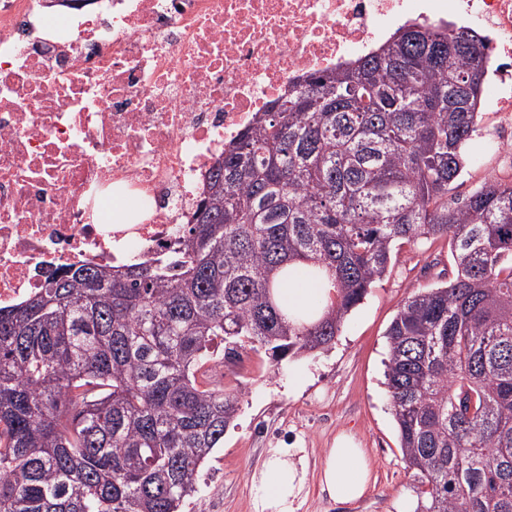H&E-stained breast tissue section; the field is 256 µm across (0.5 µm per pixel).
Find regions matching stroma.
Segmentation results:
<instances>
[{
	"label": "stroma",
	"instance_id": "1",
	"mask_svg": "<svg viewBox=\"0 0 512 512\" xmlns=\"http://www.w3.org/2000/svg\"><path fill=\"white\" fill-rule=\"evenodd\" d=\"M512 143V114L486 112L464 152L472 159L450 192L465 198L489 181L512 179V152L491 154L489 138ZM448 245L421 242L400 249L387 276L346 319L329 350L272 362L245 350L238 364L224 361L215 340L211 367L227 388L241 390L239 410L224 445L202 466L197 491L183 512H253L251 476L269 449H302L307 493L299 512H414L418 477L407 467L397 434L384 365L386 330L412 292L447 281ZM346 433L370 461L363 496L339 502L322 491L320 469L337 435Z\"/></svg>",
	"mask_w": 512,
	"mask_h": 512
}]
</instances>
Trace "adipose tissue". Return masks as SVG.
<instances>
[{
  "instance_id": "1",
  "label": "adipose tissue",
  "mask_w": 512,
  "mask_h": 512,
  "mask_svg": "<svg viewBox=\"0 0 512 512\" xmlns=\"http://www.w3.org/2000/svg\"><path fill=\"white\" fill-rule=\"evenodd\" d=\"M292 274L281 281L278 294L290 311L308 309L327 300L328 289L311 279L308 266L295 264ZM295 448H273L262 469L252 476L254 512H296L306 488L307 473ZM370 463L349 436H339L328 449L320 481L328 494L341 500L360 497L366 488Z\"/></svg>"
}]
</instances>
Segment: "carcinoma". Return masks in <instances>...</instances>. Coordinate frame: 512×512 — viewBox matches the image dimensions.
<instances>
[{"label":"carcinoma","mask_w":512,"mask_h":512,"mask_svg":"<svg viewBox=\"0 0 512 512\" xmlns=\"http://www.w3.org/2000/svg\"><path fill=\"white\" fill-rule=\"evenodd\" d=\"M466 42L485 47L410 25L311 73L224 152L168 253L72 264L0 308V512H179L238 410L204 380L214 339L324 349L421 239L448 242L451 277L399 308L384 373L417 512H512V181L448 200L482 110ZM294 261L334 288L322 309L278 301Z\"/></svg>","instance_id":"1"}]
</instances>
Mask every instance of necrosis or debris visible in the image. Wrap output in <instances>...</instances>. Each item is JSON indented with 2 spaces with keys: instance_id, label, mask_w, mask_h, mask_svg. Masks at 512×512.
Masks as SVG:
<instances>
[{
  "instance_id": "necrosis-or-debris-1",
  "label": "necrosis or debris",
  "mask_w": 512,
  "mask_h": 512,
  "mask_svg": "<svg viewBox=\"0 0 512 512\" xmlns=\"http://www.w3.org/2000/svg\"><path fill=\"white\" fill-rule=\"evenodd\" d=\"M95 3L0 0L1 307L55 269L170 250L256 113L400 22L462 24L512 55V0ZM118 186L141 222H105Z\"/></svg>"
}]
</instances>
